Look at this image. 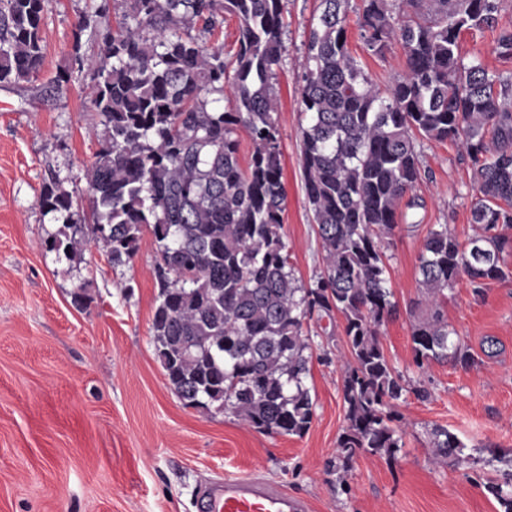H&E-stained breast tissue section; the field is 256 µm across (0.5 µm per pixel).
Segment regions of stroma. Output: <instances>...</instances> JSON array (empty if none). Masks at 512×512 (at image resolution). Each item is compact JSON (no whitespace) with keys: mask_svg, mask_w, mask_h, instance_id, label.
<instances>
[{"mask_svg":"<svg viewBox=\"0 0 512 512\" xmlns=\"http://www.w3.org/2000/svg\"><path fill=\"white\" fill-rule=\"evenodd\" d=\"M119 19L123 0H51L45 15V59L36 80L0 86V512H197L207 480L257 472L306 500L310 512H501L473 481L471 465L432 460L428 432L448 428L467 448L512 449V279L489 282L482 296L462 282L443 305L448 326L481 355L476 367L433 362L417 369L409 307L421 297L419 255L428 229L447 225L460 242L475 234L471 162L455 145L424 140V175L402 208L384 252L398 307L379 328L384 352L428 400L399 402L404 446L395 455L359 453L336 472V442L346 426L342 398L348 355L339 313L312 319L306 385L314 418L303 436L267 435L229 412L187 408L156 356L151 321L158 286L155 244L144 235L129 263L112 266L103 248L82 260L53 250L63 228L39 199L49 181L75 200L73 222L93 221L86 174L102 128L92 108L95 82L79 71L92 52L90 33L75 24L90 2ZM362 0H350L348 48L379 90L405 67L399 43L384 55L359 37ZM286 50L273 80L277 97L283 233L298 285L322 268L300 169V90L304 41L319 0H282ZM495 32L461 37L465 56L492 74L512 75V56L495 50ZM72 72L62 92L49 84ZM86 287L85 305L73 302ZM493 354H485L487 339Z\"/></svg>","mask_w":512,"mask_h":512,"instance_id":"35a3bbf8","label":"stroma"}]
</instances>
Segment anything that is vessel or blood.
<instances>
[{
	"mask_svg": "<svg viewBox=\"0 0 512 512\" xmlns=\"http://www.w3.org/2000/svg\"><path fill=\"white\" fill-rule=\"evenodd\" d=\"M198 512H308V505L280 485L253 475H228L205 484Z\"/></svg>",
	"mask_w": 512,
	"mask_h": 512,
	"instance_id": "obj_1",
	"label": "vessel or blood"
}]
</instances>
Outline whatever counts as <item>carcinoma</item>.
I'll return each mask as SVG.
<instances>
[{
    "label": "carcinoma",
    "mask_w": 512,
    "mask_h": 512,
    "mask_svg": "<svg viewBox=\"0 0 512 512\" xmlns=\"http://www.w3.org/2000/svg\"><path fill=\"white\" fill-rule=\"evenodd\" d=\"M50 0H0V84L28 83L44 62L42 22ZM116 25L95 7L76 38L96 33L88 67L92 106L104 138L87 172L96 221L52 248L82 258L102 246L114 266L131 261L145 232L156 245L158 304L151 332L168 382L190 408L229 411L265 434L302 436L314 403L306 386L312 338L304 323L316 312L340 313L349 358L342 396L346 427L336 458L394 454L403 447L397 402L410 390L390 364L378 327L396 310L388 287L384 241L398 227L400 205L421 180L419 140L451 142L471 159L472 221L479 233L460 242L431 229L419 256L421 308L411 324L414 362L469 369L471 349L454 340L441 301L465 279L483 294L512 278V77L464 62L459 38L498 31L496 50L512 56V20L502 0H363L361 38L383 55L399 42L405 70L383 94L351 56L349 0H320L305 43L300 167L322 270L297 285L283 236L286 191L272 79L284 45L282 0H126ZM238 20V51L201 36ZM217 98L210 100L208 96ZM227 95L228 105L212 106ZM253 151L238 161L237 131ZM40 205L71 222L72 195L46 186ZM437 461L491 465L482 486L512 512V450L465 454V444L434 426Z\"/></svg>",
    "instance_id": "1"
}]
</instances>
